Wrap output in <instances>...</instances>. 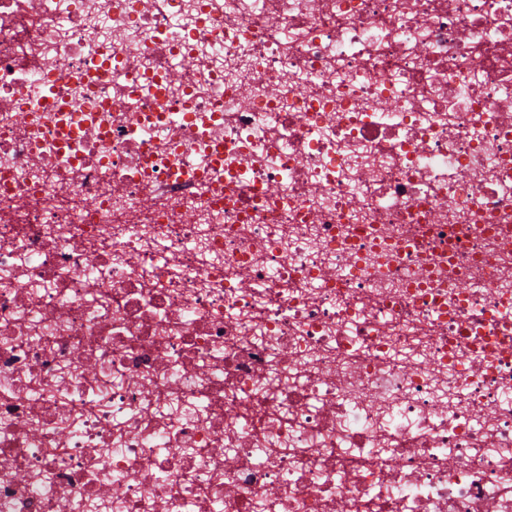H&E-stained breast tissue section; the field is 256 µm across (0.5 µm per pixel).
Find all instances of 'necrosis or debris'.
Listing matches in <instances>:
<instances>
[{"label": "necrosis or debris", "mask_w": 512, "mask_h": 512, "mask_svg": "<svg viewBox=\"0 0 512 512\" xmlns=\"http://www.w3.org/2000/svg\"><path fill=\"white\" fill-rule=\"evenodd\" d=\"M0 512H512V0H0Z\"/></svg>", "instance_id": "necrosis-or-debris-1"}]
</instances>
